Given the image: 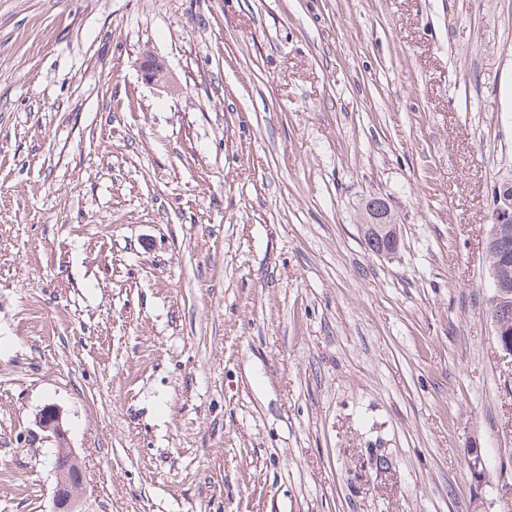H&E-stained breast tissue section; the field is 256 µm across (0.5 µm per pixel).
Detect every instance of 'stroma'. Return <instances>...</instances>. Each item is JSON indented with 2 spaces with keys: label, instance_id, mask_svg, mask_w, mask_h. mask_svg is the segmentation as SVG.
<instances>
[{
  "label": "stroma",
  "instance_id": "35a3bbf8",
  "mask_svg": "<svg viewBox=\"0 0 512 512\" xmlns=\"http://www.w3.org/2000/svg\"><path fill=\"white\" fill-rule=\"evenodd\" d=\"M509 177L512 0H0V512H512ZM495 191L497 207L494 214V224L491 225L492 227L484 246L485 254L488 256L491 279V293L489 296V306L491 308L490 321L500 353L503 358H510L512 362V341L505 337L510 336L512 330L507 331L506 325L499 319L500 311L512 306V289L506 285L512 286V178L497 182ZM505 224L510 225L503 228ZM498 242L499 244L496 249ZM491 257L498 267L492 262ZM498 269L503 282L506 284L500 281ZM385 207L388 210H385ZM386 211V213H384ZM391 210L385 203L367 202L365 205V219L363 224H360L361 233L366 241L370 234L375 233L379 237L382 235L387 240L380 250H373L372 253L378 257L391 258L399 246L401 230L400 225L397 224L395 218H391ZM77 490L78 486H65L60 484V481H57L52 497V512H74L73 510L78 505L76 497Z\"/></svg>",
  "mask_w": 512,
  "mask_h": 512
}]
</instances>
